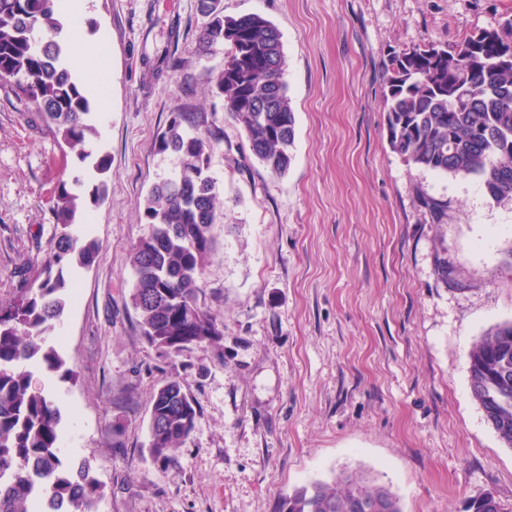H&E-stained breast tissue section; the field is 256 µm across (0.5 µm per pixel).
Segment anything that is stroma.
<instances>
[{"label": "stroma", "mask_w": 512, "mask_h": 512, "mask_svg": "<svg viewBox=\"0 0 512 512\" xmlns=\"http://www.w3.org/2000/svg\"><path fill=\"white\" fill-rule=\"evenodd\" d=\"M282 33L296 116L293 160L272 175L215 88L227 51L198 49L195 0H93L105 37L107 114L80 163L0 83V300L34 279L57 232L60 181L106 183L72 231L99 246L73 267L77 295L49 341L76 380L42 383L62 414L71 467L91 461L96 512H276L342 473L384 485L402 512H463L490 493L512 512V448L469 385L468 352L512 321V201L479 181L407 165L388 140L393 53L451 46L512 16V0H223ZM215 135L222 201L200 295L217 342L167 353L129 300L131 249L151 187L179 171L156 142L171 113ZM444 205L431 216L421 203ZM180 374L198 408L176 464L147 454L151 398Z\"/></svg>", "instance_id": "obj_1"}]
</instances>
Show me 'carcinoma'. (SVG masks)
<instances>
[{
  "label": "carcinoma",
  "instance_id": "cac0c4a2",
  "mask_svg": "<svg viewBox=\"0 0 512 512\" xmlns=\"http://www.w3.org/2000/svg\"><path fill=\"white\" fill-rule=\"evenodd\" d=\"M196 10L205 18L201 48L229 46L215 80L225 112L243 129L253 155L271 173L284 174L293 158L296 118L283 79L281 31L258 14L224 17L222 0H196ZM505 21L475 46L467 36L449 47L424 45L394 55L386 95L393 152L437 174L477 177L496 202L512 200V18ZM63 28L54 0H0V81L37 107L57 140L81 147L83 162L91 156L83 146L98 135L91 101L73 78L63 43L51 39L39 45L33 39L38 29L57 35ZM191 129L190 118L179 112L159 136V149L177 156L180 173L151 189L143 207L150 231L130 256V299L141 332L149 344L168 352L221 336L216 319L199 302L221 205L208 175L213 145ZM82 186L77 177L70 185L58 184L51 207L60 227L55 250L35 280L0 302V512H96L104 495L90 462L75 475L64 465L61 412L32 371L75 376L46 336L69 297L64 267H89L99 253L97 244L70 231ZM469 382L488 424L512 448L511 321L473 345ZM196 415L183 379L168 377L152 398L153 462H177ZM360 499L380 500L386 512H402L387 488L348 475L299 489L282 498L278 512H354ZM464 512L505 508L497 499H472Z\"/></svg>",
  "mask_w": 512,
  "mask_h": 512
}]
</instances>
